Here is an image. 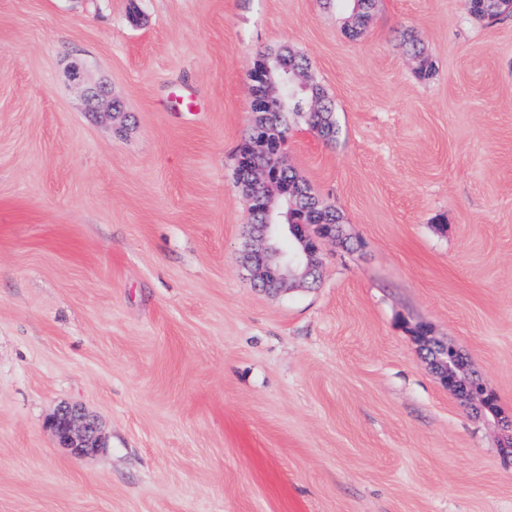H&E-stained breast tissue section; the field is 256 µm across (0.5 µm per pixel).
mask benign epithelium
<instances>
[{
    "mask_svg": "<svg viewBox=\"0 0 512 512\" xmlns=\"http://www.w3.org/2000/svg\"><path fill=\"white\" fill-rule=\"evenodd\" d=\"M266 61L258 57L249 69L251 85L250 109L263 107L272 96L267 77ZM87 65L73 61L67 70L68 80L83 89L87 111L98 112L102 107L114 109L111 95L104 83H90L86 79ZM280 135L260 132L242 160L239 184L250 188L253 208L259 223L252 225L254 235L247 254L246 268L254 287L265 291H278L288 282L313 284L319 276L320 240L336 237L341 225L328 224L319 213L310 215V221L298 215L282 212L275 199L274 188L283 165L264 164L258 159L270 154ZM316 224L318 233L309 232ZM414 336L425 359L440 382L453 394L477 399L481 407L497 412L496 397L484 383L464 371V363L456 358L455 350L428 336L425 325L413 329ZM51 427L59 445L75 454L92 453L103 445L99 425L77 405L59 408L51 419Z\"/></svg>",
    "mask_w": 512,
    "mask_h": 512,
    "instance_id": "1",
    "label": "benign epithelium"
}]
</instances>
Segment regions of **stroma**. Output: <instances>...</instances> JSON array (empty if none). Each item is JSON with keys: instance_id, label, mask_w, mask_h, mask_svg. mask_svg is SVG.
<instances>
[{"instance_id": "obj_1", "label": "stroma", "mask_w": 512, "mask_h": 512, "mask_svg": "<svg viewBox=\"0 0 512 512\" xmlns=\"http://www.w3.org/2000/svg\"><path fill=\"white\" fill-rule=\"evenodd\" d=\"M344 23L326 0H0V512H512V16L376 0ZM284 45L341 128L295 125L285 162L343 234L316 284L269 293L235 157L250 62ZM76 58L120 111H86ZM421 322L498 415L441 384ZM72 403L104 448L59 446Z\"/></svg>"}]
</instances>
